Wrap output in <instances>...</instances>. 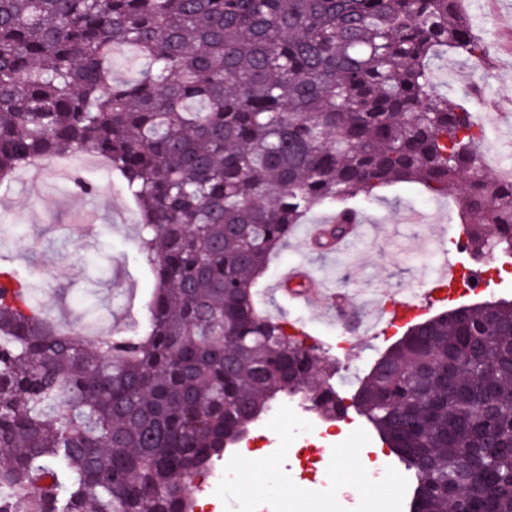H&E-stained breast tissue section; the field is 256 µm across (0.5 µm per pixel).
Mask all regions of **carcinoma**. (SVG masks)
I'll use <instances>...</instances> for the list:
<instances>
[{
	"instance_id": "carcinoma-1",
	"label": "carcinoma",
	"mask_w": 512,
	"mask_h": 512,
	"mask_svg": "<svg viewBox=\"0 0 512 512\" xmlns=\"http://www.w3.org/2000/svg\"><path fill=\"white\" fill-rule=\"evenodd\" d=\"M443 52L489 53L463 0H0V185L104 157L154 281L145 326L90 347L0 267V512H192L278 396L320 376L311 405L343 416L326 353L257 303L315 206L456 192L462 252L512 257V184L479 170L487 127L438 90ZM380 360L352 403L415 471L410 512H512V301L417 322ZM141 68V61L130 49L116 48L112 54V74L120 79L132 81L136 79Z\"/></svg>"
}]
</instances>
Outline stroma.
I'll return each mask as SVG.
<instances>
[{
    "mask_svg": "<svg viewBox=\"0 0 512 512\" xmlns=\"http://www.w3.org/2000/svg\"><path fill=\"white\" fill-rule=\"evenodd\" d=\"M477 32L491 53L483 62L458 54L440 57L435 78L440 90L454 94L472 112L490 104L501 106V125L512 130V54L503 49L505 17L512 15V0H503L498 12L485 0H464ZM86 155L68 162H49L39 172L0 186V265L25 272L53 323L72 324L91 338L124 331L143 321L154 282L139 257L138 210L119 177L89 167ZM98 185L95 196L79 194L76 180ZM366 238L356 240L349 254L319 253L302 232H294L286 247L271 258L261 279L258 303L273 318L288 315L304 325L313 341L335 357L337 393L351 401L359 378L398 341L408 327L399 321L389 333L379 329L351 333L348 324L360 308V299L378 293L385 299L418 292L440 271L441 254L428 247L431 225L460 226L455 197L427 194L414 183H399L381 191L378 200L361 205ZM292 268L318 270L333 278L338 292L349 299L343 314L303 303L284 304L280 293L283 274ZM488 288L464 296V303L491 299L512 300V258L488 260ZM349 441L337 445L332 472L348 471L343 486L362 500L381 498L386 489L370 483L350 451L363 446L387 452L378 434L357 411L349 410L338 422Z\"/></svg>",
    "mask_w": 512,
    "mask_h": 512,
    "instance_id": "35a3bbf8",
    "label": "stroma"
}]
</instances>
